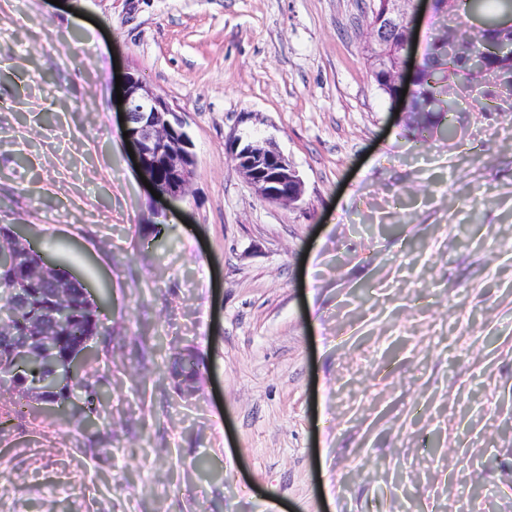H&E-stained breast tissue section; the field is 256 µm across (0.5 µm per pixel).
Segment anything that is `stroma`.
<instances>
[{
	"label": "stroma",
	"mask_w": 512,
	"mask_h": 512,
	"mask_svg": "<svg viewBox=\"0 0 512 512\" xmlns=\"http://www.w3.org/2000/svg\"><path fill=\"white\" fill-rule=\"evenodd\" d=\"M368 4L0 0V225L107 327L92 418L77 388L0 427V512H512V112L415 147ZM130 70L186 121L183 201L134 167ZM245 128L298 205L231 162ZM227 154L255 192L271 203L297 205L303 197V182L272 138L256 134L234 135ZM176 363L178 367L175 368L174 373L176 377L180 378L179 385L182 386L183 390L191 391L200 374V358L192 349L187 348Z\"/></svg>",
	"instance_id": "stroma-1"
}]
</instances>
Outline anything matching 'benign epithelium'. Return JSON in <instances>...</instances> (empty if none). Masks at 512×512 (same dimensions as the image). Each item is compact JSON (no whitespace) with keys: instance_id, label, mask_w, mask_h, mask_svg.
I'll use <instances>...</instances> for the list:
<instances>
[{"instance_id":"7a95c632","label":"benign epithelium","mask_w":512,"mask_h":512,"mask_svg":"<svg viewBox=\"0 0 512 512\" xmlns=\"http://www.w3.org/2000/svg\"><path fill=\"white\" fill-rule=\"evenodd\" d=\"M409 0H371L369 43L383 47L400 34L405 42L399 68L406 66L412 44L413 14ZM123 116L128 139L135 148L136 163L161 199L182 200L195 174L196 160L182 112L150 89L135 72L126 74L123 86ZM227 154L255 192L271 203L296 205L303 197V182L273 139L256 134L235 135L228 140ZM162 168L168 179L158 182L151 171ZM91 350L86 342L68 357L66 376L79 368Z\"/></svg>"}]
</instances>
